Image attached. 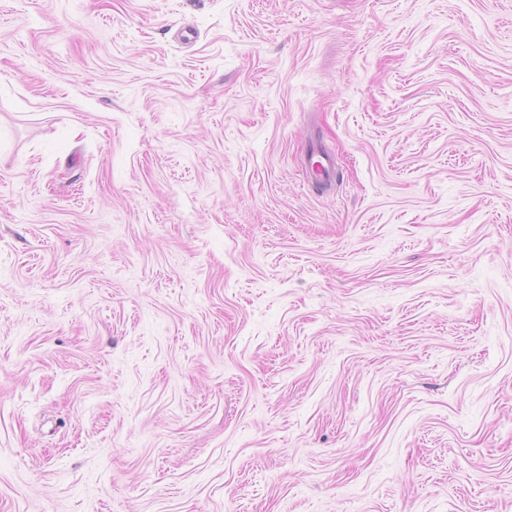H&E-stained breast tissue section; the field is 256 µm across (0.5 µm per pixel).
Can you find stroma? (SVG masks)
<instances>
[{
    "label": "stroma",
    "instance_id": "35a3bbf8",
    "mask_svg": "<svg viewBox=\"0 0 512 512\" xmlns=\"http://www.w3.org/2000/svg\"><path fill=\"white\" fill-rule=\"evenodd\" d=\"M0 512H512V0H0Z\"/></svg>",
    "mask_w": 512,
    "mask_h": 512
}]
</instances>
